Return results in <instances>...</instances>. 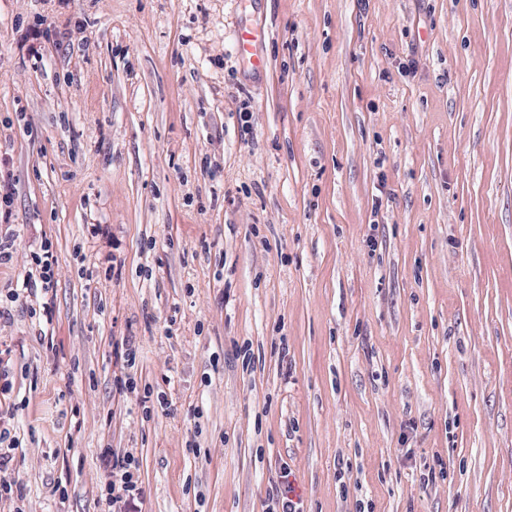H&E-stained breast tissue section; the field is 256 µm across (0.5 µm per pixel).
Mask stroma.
I'll return each instance as SVG.
<instances>
[{"label": "stroma", "mask_w": 512, "mask_h": 512, "mask_svg": "<svg viewBox=\"0 0 512 512\" xmlns=\"http://www.w3.org/2000/svg\"><path fill=\"white\" fill-rule=\"evenodd\" d=\"M0 169V512H512V0H0ZM261 35L256 29H242L237 33V49L240 56L247 59L255 68L260 69L265 65L264 56L259 50ZM137 466L134 457L124 456L121 459L117 456L112 459V470L109 472V479L106 485V502L112 507L120 502L123 496L129 495L136 487Z\"/></svg>", "instance_id": "stroma-1"}]
</instances>
